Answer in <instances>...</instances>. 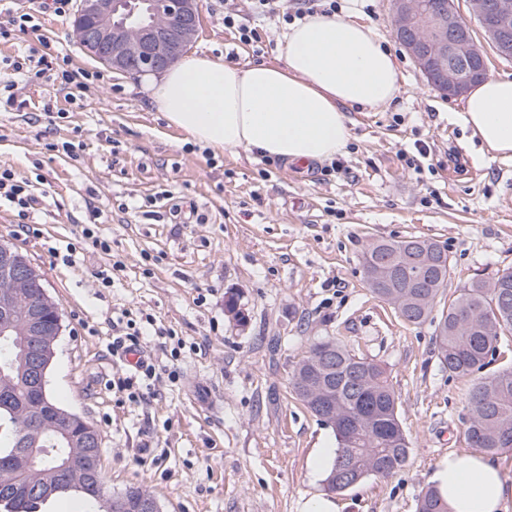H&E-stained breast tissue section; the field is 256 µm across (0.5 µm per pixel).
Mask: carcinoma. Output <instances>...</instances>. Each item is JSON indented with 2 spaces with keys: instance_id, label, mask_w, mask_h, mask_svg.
<instances>
[{
  "instance_id": "cac0c4a2",
  "label": "carcinoma",
  "mask_w": 512,
  "mask_h": 512,
  "mask_svg": "<svg viewBox=\"0 0 512 512\" xmlns=\"http://www.w3.org/2000/svg\"><path fill=\"white\" fill-rule=\"evenodd\" d=\"M436 249L431 261L413 258V241ZM378 251L389 258L384 287L375 293L397 295L414 308L410 324L425 323L434 311L437 298L448 288V254L437 242L426 238L377 239L363 252L362 272H367L368 256ZM497 288L473 281L454 291L443 308L435 328L439 353L448 372L470 376L486 365L501 336L512 334V271L495 278ZM32 293L14 289L12 322L21 327ZM20 336L5 341L0 337V458L21 442L24 421L16 410L26 396L24 377L17 361ZM296 397L314 414L332 415L336 439L334 461L326 482L330 492L341 490L350 481L368 476L388 477L403 467L409 457L410 442L399 418V405L385 369L374 361L358 357L329 339L315 342L299 361L291 377ZM472 441L479 448L495 452L512 448V368L495 372L472 385L469 395ZM53 457L45 455L22 479L39 484L51 475ZM41 499L14 498L0 501L6 512H36ZM418 512H447L439 492L429 488L421 493Z\"/></svg>"
}]
</instances>
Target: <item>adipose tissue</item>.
I'll return each instance as SVG.
<instances>
[{"label": "adipose tissue", "mask_w": 512, "mask_h": 512, "mask_svg": "<svg viewBox=\"0 0 512 512\" xmlns=\"http://www.w3.org/2000/svg\"><path fill=\"white\" fill-rule=\"evenodd\" d=\"M279 64L227 65L195 55L141 86L170 126L213 148H240L284 163L335 158L351 138L347 108L386 106L402 75L373 29L311 15L288 25ZM482 144L512 158V77L475 84L458 112ZM447 512H501L512 486L487 456L452 452L432 474Z\"/></svg>", "instance_id": "obj_1"}]
</instances>
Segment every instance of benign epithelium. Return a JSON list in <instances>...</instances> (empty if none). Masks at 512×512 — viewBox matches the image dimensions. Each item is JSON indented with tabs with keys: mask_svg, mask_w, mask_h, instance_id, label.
<instances>
[{
	"mask_svg": "<svg viewBox=\"0 0 512 512\" xmlns=\"http://www.w3.org/2000/svg\"><path fill=\"white\" fill-rule=\"evenodd\" d=\"M485 38L499 55L512 58V0H467ZM423 0H391L392 24L397 39L427 77L444 95L460 96L487 71L485 45L478 42L461 18L457 0H439L433 12ZM200 22L199 0H79L72 36L93 60L121 74L142 68L163 72L184 56L194 42ZM36 289L23 328L24 376L34 390L46 392V374L62 334L61 319L51 318L52 299L43 278L22 252L0 243V335L9 330L13 288ZM62 447L41 445L33 430L23 438L17 454L30 462L54 453V472L66 478L80 477L92 495L99 493L100 435L82 417L60 410L41 419ZM81 445L79 454L71 451Z\"/></svg>",
	"mask_w": 512,
	"mask_h": 512,
	"instance_id": "1",
	"label": "benign epithelium"
}]
</instances>
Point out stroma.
Segmentation results:
<instances>
[{
  "instance_id": "stroma-1",
  "label": "stroma",
  "mask_w": 512,
  "mask_h": 512,
  "mask_svg": "<svg viewBox=\"0 0 512 512\" xmlns=\"http://www.w3.org/2000/svg\"><path fill=\"white\" fill-rule=\"evenodd\" d=\"M302 5L282 0L280 14L255 18L249 0H200L192 50L228 65L276 62L283 15ZM0 6L25 9L38 26L0 41V58L46 37L96 77L53 134L0 112V167L31 181L35 197L28 235L0 206V241L38 268L62 311L48 390L98 428L107 492L147 488L163 512H302L325 497L338 512H417L438 462L472 449L473 379L444 367L430 324H404L368 290L362 254L374 239H432L448 254L452 290L512 271V210L500 207L512 196V159L458 122L462 99L429 85L394 33L390 0H347L342 15L391 51L400 91L388 106L350 109L345 150L308 166L196 143L149 104L138 76L84 54L71 15L36 0ZM228 8L259 42L225 29ZM49 138L77 142L76 157L47 152ZM90 204L109 249L87 245L63 263ZM231 296L244 322L226 312ZM124 310L155 317L180 350L174 358L142 338L157 375L142 402L114 386L133 373L112 351V319ZM323 338L386 367L410 441L402 469L337 494L311 468L334 433L290 388L295 364Z\"/></svg>"
}]
</instances>
